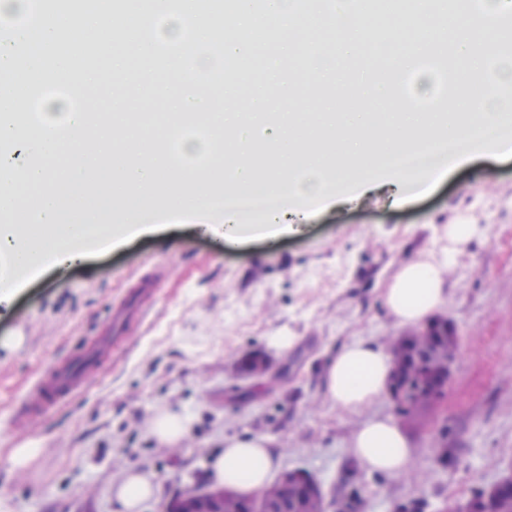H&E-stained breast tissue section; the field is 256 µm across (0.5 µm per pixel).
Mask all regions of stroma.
<instances>
[{"label":"stroma","instance_id":"stroma-1","mask_svg":"<svg viewBox=\"0 0 512 512\" xmlns=\"http://www.w3.org/2000/svg\"><path fill=\"white\" fill-rule=\"evenodd\" d=\"M358 87L349 73L344 85L311 87L300 101L317 112L344 99L363 112ZM459 218L486 225L487 235L448 269L441 314L460 336L448 398L408 427L414 452L405 469L366 472L357 512H395L418 498L434 510L466 502L512 472V159L466 164L399 209L372 192L298 234L229 249L173 227L40 274L0 304V512H112L113 485L130 470L160 489L139 512H165L182 491L209 485L211 459L233 434L268 437L276 471L303 470L333 491L353 433L367 418L392 415L393 403L384 395L358 412L336 407L321 386L322 363L345 343L384 346L399 333L382 289ZM145 273L161 276L163 291L123 350L82 396L17 427L12 408L35 378L100 327L110 302ZM277 331L294 344L270 347ZM255 354L272 369L288 366L287 379L241 380L240 364ZM165 408L195 419L174 445L152 435ZM443 427L456 450L448 466L435 461ZM21 448L33 454L19 468L12 458Z\"/></svg>","mask_w":512,"mask_h":512}]
</instances>
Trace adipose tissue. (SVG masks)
I'll use <instances>...</instances> for the list:
<instances>
[{"label": "adipose tissue", "mask_w": 512, "mask_h": 512, "mask_svg": "<svg viewBox=\"0 0 512 512\" xmlns=\"http://www.w3.org/2000/svg\"><path fill=\"white\" fill-rule=\"evenodd\" d=\"M483 229L477 224H452L448 244L440 256L400 265L382 293V306L399 326L409 327L438 312L448 301L446 272L455 252ZM392 376L387 350L367 340H356L329 355L322 368L327 398L341 409L358 412L384 395ZM412 444L403 429L389 418L365 421L351 440L350 457L370 471L392 475L411 461ZM276 464L269 438L230 436L212 462V481L243 494L261 490ZM159 489L142 472L130 471L113 488L114 512H138L141 503Z\"/></svg>", "instance_id": "adipose-tissue-1"}]
</instances>
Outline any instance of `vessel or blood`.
<instances>
[{
  "label": "vessel or blood",
  "mask_w": 512,
  "mask_h": 512,
  "mask_svg": "<svg viewBox=\"0 0 512 512\" xmlns=\"http://www.w3.org/2000/svg\"><path fill=\"white\" fill-rule=\"evenodd\" d=\"M161 288L158 279L126 289L112 302V320L96 335L85 338L69 357L55 361L15 407V422L30 424L83 392L96 378L101 365L111 362L133 326L142 324Z\"/></svg>",
  "instance_id": "1"
}]
</instances>
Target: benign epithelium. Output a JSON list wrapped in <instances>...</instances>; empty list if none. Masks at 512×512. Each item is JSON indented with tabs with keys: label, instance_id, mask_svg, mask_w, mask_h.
Here are the masks:
<instances>
[{
	"label": "benign epithelium",
	"instance_id": "1",
	"mask_svg": "<svg viewBox=\"0 0 512 512\" xmlns=\"http://www.w3.org/2000/svg\"><path fill=\"white\" fill-rule=\"evenodd\" d=\"M458 347V336L448 335L436 321L391 339L388 351L394 370L389 392L401 424L412 423L419 412L446 398ZM506 495L512 498L511 473L455 507V512H499L498 504ZM331 504H336V498H331ZM329 505L315 479L285 470L259 494L194 488L176 496L167 512H328Z\"/></svg>",
	"mask_w": 512,
	"mask_h": 512
}]
</instances>
